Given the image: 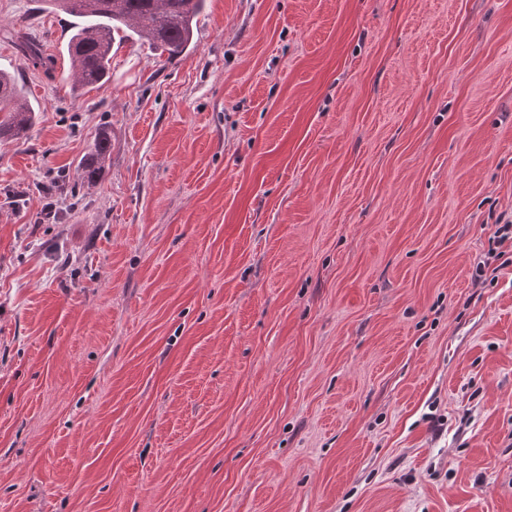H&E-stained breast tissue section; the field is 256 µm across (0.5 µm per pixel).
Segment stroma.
I'll return each mask as SVG.
<instances>
[{
	"mask_svg": "<svg viewBox=\"0 0 512 512\" xmlns=\"http://www.w3.org/2000/svg\"><path fill=\"white\" fill-rule=\"evenodd\" d=\"M77 23L0 0V512H512V0H206L75 92ZM34 112L23 87L0 72V139L25 138L33 124ZM111 148L112 139L110 132L107 130L100 131L94 144V150L84 159L81 166L83 178L88 183L96 181L100 171L106 165L107 159L110 158Z\"/></svg>",
	"mask_w": 512,
	"mask_h": 512,
	"instance_id": "35a3bbf8",
	"label": "stroma"
}]
</instances>
